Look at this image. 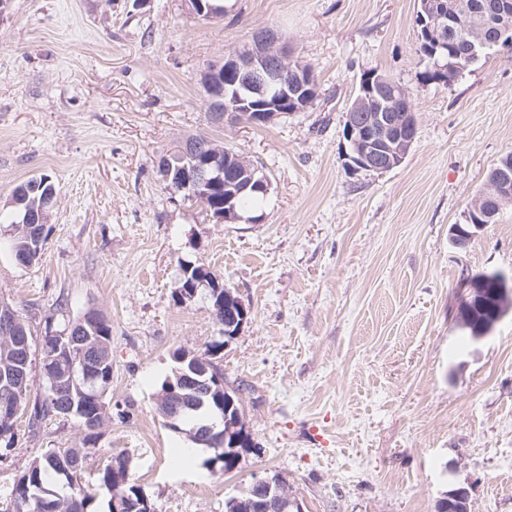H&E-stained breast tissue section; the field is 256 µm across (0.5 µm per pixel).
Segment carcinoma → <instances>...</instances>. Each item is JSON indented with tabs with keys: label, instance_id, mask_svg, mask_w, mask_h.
Masks as SVG:
<instances>
[{
	"label": "carcinoma",
	"instance_id": "1",
	"mask_svg": "<svg viewBox=\"0 0 512 512\" xmlns=\"http://www.w3.org/2000/svg\"><path fill=\"white\" fill-rule=\"evenodd\" d=\"M478 8L462 16L461 28L465 35L498 37L496 17L502 8L512 10V0H472ZM461 71L419 72L417 80L447 86L453 83ZM186 144H199L201 148L188 154L181 151L167 160L170 183L185 182L194 178L198 169L209 160V154L217 149L235 156L230 147L214 143L205 136H192ZM55 186L46 174L32 177L18 185L11 199L10 233L11 251L17 263L27 266L41 257L46 244L45 226L53 205ZM190 205L201 207L206 215L216 218L224 212V185L214 184L203 190L202 196L183 193ZM488 210L482 192H477L468 209L466 223L461 225L464 232L473 234L477 224L486 223ZM218 276L204 264H196L189 272L180 275L179 284L190 294L201 281L213 283ZM496 297L491 295L485 302L474 308V325H480L496 316ZM62 332L67 334L66 342L72 353L77 354L88 347L98 354L93 370L70 375L72 358H59L54 344H42V373L44 391L31 395V364L17 355V346L32 343L34 332L30 322L18 315L14 334L6 339L0 335V389L6 385L14 388L13 415L7 417L0 412V440L13 441L15 423L28 416L29 431L49 416L75 417L92 438L107 417L105 397L112 386V326L99 311L86 310L82 315L68 320ZM223 377L221 371L199 376L184 363L172 374L170 381L161 385L162 395L157 406L162 417L173 415L181 419H198L202 413L224 411V394L215 388L214 377ZM212 393L206 398L207 405L194 410L185 405L182 398L195 394L207 386ZM86 456L83 448H69L63 452L49 449L34 457L16 481L12 497L14 512H89L94 495L78 482V472ZM127 461L116 456L105 467L100 478L101 484L109 491L110 498L117 499L120 512H148V506L138 493L136 485L127 481Z\"/></svg>",
	"mask_w": 512,
	"mask_h": 512
}]
</instances>
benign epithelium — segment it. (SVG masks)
I'll list each match as a JSON object with an SVG mask.
<instances>
[{
	"label": "benign epithelium",
	"instance_id": "7a95c632",
	"mask_svg": "<svg viewBox=\"0 0 512 512\" xmlns=\"http://www.w3.org/2000/svg\"><path fill=\"white\" fill-rule=\"evenodd\" d=\"M420 25L433 38L436 46L445 50L441 57L431 56L433 68L443 73L462 68V62L478 59L494 41L477 37L465 41V51L448 49V30L454 29L460 13L446 0H424ZM293 50L282 41L279 34L264 28L256 31L251 40L224 55V85L234 88V93L224 96V101L214 108L215 118L230 122L243 112L250 114L252 124H270L294 112L307 111L316 100V94L306 90L312 85L310 77L295 66ZM407 101V94L393 85L376 71L362 74L358 90L350 100L344 113L343 127L348 142L347 153L350 165L356 170L384 173L401 165L405 160L415 135H406L392 109ZM197 183L213 185L224 183L225 224L245 220L251 224L260 218L237 212L234 200L243 192L269 193L270 180L257 166L246 162L234 163L230 155L210 159L197 176ZM512 198V176L505 173L492 182L485 194L489 208H500ZM484 284L475 282L469 287V294L462 300L459 326L471 330L472 339L479 341L490 335L496 324H485L472 328L468 311L472 303L482 300ZM248 320V310L239 298L234 303H224V323L221 331L224 338L232 340L239 334ZM221 424L225 429L215 434L208 442L210 448L233 452L239 445V425L228 417ZM255 500L251 501L249 512H270L272 503L279 497V489L269 476L257 477L252 482ZM450 512H469V493L460 487L448 492Z\"/></svg>",
	"mask_w": 512,
	"mask_h": 512
}]
</instances>
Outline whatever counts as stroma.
<instances>
[{"label":"stroma","mask_w":512,"mask_h":512,"mask_svg":"<svg viewBox=\"0 0 512 512\" xmlns=\"http://www.w3.org/2000/svg\"><path fill=\"white\" fill-rule=\"evenodd\" d=\"M7 0L0 10V208L51 175L41 258L19 265L0 224V301L30 317L32 389L45 324L86 309L112 325L109 417L87 437L50 417L0 447V512L28 462L89 445L81 482L127 459L154 512H224L278 475L301 512H435L466 488L471 512H512V313L479 342L457 325L468 275L512 274V205L450 240L489 170L512 151V45L448 86L419 82L417 0ZM270 26L310 64L314 105L267 125L215 123L203 76ZM408 87L418 130L404 162L354 170L343 115L361 73ZM229 144L268 176L260 224H216L165 188L156 163L188 137ZM202 262L249 319L224 342L210 303L175 296ZM68 306L57 310V296ZM216 346L252 446L229 473L166 426L156 394L174 354ZM191 457L176 461L183 450Z\"/></svg>","instance_id":"35a3bbf8"}]
</instances>
